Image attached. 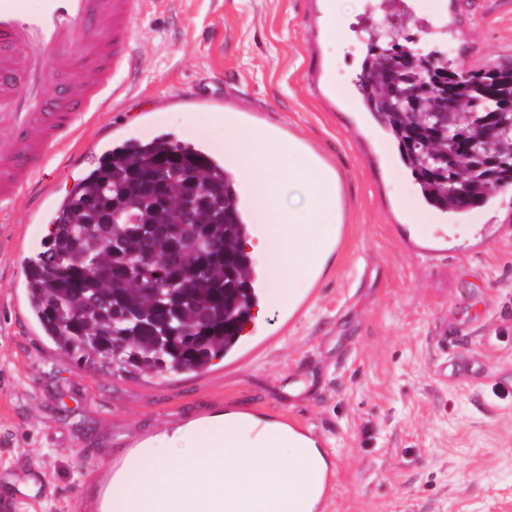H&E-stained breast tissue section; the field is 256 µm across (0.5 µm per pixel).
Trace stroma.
<instances>
[{"mask_svg": "<svg viewBox=\"0 0 512 512\" xmlns=\"http://www.w3.org/2000/svg\"><path fill=\"white\" fill-rule=\"evenodd\" d=\"M156 0L133 74L52 164L64 197L115 140L169 131L219 155L224 117L292 138L337 170L345 238L299 285L298 312L268 305L270 344L202 373L130 379L80 367L23 306L25 264L50 210L36 188L0 205V512H72L100 474L165 431L244 411L330 448L324 512H512V188L451 214L424 202L358 92L390 9L347 0ZM406 35L449 66L512 58V0H403ZM220 99L223 111L197 104ZM447 240L425 257L415 245Z\"/></svg>", "mask_w": 512, "mask_h": 512, "instance_id": "stroma-1", "label": "stroma"}]
</instances>
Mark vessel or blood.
I'll return each instance as SVG.
<instances>
[{"mask_svg":"<svg viewBox=\"0 0 512 512\" xmlns=\"http://www.w3.org/2000/svg\"><path fill=\"white\" fill-rule=\"evenodd\" d=\"M144 0H0V203L47 164L135 66Z\"/></svg>","mask_w":512,"mask_h":512,"instance_id":"1","label":"vessel or blood"}]
</instances>
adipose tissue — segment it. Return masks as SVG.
<instances>
[{
	"mask_svg": "<svg viewBox=\"0 0 512 512\" xmlns=\"http://www.w3.org/2000/svg\"><path fill=\"white\" fill-rule=\"evenodd\" d=\"M192 446L144 448L112 484L108 512H314L329 453L281 423L223 414L187 426Z\"/></svg>",
	"mask_w": 512,
	"mask_h": 512,
	"instance_id": "obj_1",
	"label": "adipose tissue"
}]
</instances>
